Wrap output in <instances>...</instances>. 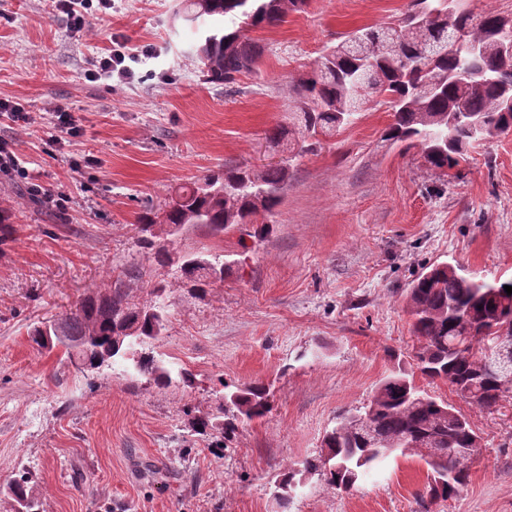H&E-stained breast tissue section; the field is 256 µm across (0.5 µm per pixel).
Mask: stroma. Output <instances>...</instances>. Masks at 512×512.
Returning <instances> with one entry per match:
<instances>
[{
    "mask_svg": "<svg viewBox=\"0 0 512 512\" xmlns=\"http://www.w3.org/2000/svg\"><path fill=\"white\" fill-rule=\"evenodd\" d=\"M412 0H308L305 11L252 36L258 72L237 90L207 83L192 48L197 26L181 0H112L92 30L75 31L51 0H0V98L34 118L0 116V138L49 190L60 213L33 206L0 174V487L27 473L41 512H512V414L471 405L448 383L417 385L464 414L482 447L464 487L430 499L428 467L389 460L350 490L306 476L282 503L280 475L318 455L337 417L363 409L397 368L414 372L417 339L406 294L432 263L457 260L476 278L512 277V133L474 145L441 174L418 149L384 140L387 105L301 153L276 223L209 236L188 225L170 251H222L238 263L199 296L140 245L136 216L207 172L268 164V129L293 124L292 80L326 46L363 27L397 22ZM124 40L138 52L133 82H87L85 72ZM151 46L152 54L140 49ZM63 106L82 134L50 145L46 114ZM92 155L93 168L72 160ZM139 268L140 277L127 274ZM164 282L166 327L149 347L196 377L160 389L122 367L78 372L61 349L32 347L31 324L57 318L96 289L122 285L150 303ZM269 385L267 417L239 424L213 451L190 414L215 412L226 387Z\"/></svg>",
    "mask_w": 512,
    "mask_h": 512,
    "instance_id": "obj_1",
    "label": "stroma"
}]
</instances>
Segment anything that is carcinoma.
<instances>
[{
  "mask_svg": "<svg viewBox=\"0 0 512 512\" xmlns=\"http://www.w3.org/2000/svg\"><path fill=\"white\" fill-rule=\"evenodd\" d=\"M307 0H185L183 14L191 23L210 21L194 46L206 82L229 87L244 73L259 70L264 47L249 36L254 29L280 25L290 11H301ZM231 25H226L225 20ZM512 31V19L488 12L479 18L449 0H416L415 9L398 26L365 27L326 49L312 70L290 86L296 103L294 129L306 139L318 131L328 135L351 123L365 107L382 101L392 111L384 137L421 149L433 170H452L466 160L477 138L490 139L512 131V55L499 54L494 39ZM484 48L478 64L468 66L465 52L452 47L449 34ZM480 125L476 133L472 121ZM290 180L287 166L262 170L226 166L198 181L175 188L164 207L145 209L137 217L148 250L159 266L177 265L181 277L203 292L212 285L208 270H228L221 256L187 254L172 257L157 226L178 229L199 224L221 236L239 224H254L251 237L273 229ZM512 279H475L450 262L432 264L413 281L408 309L420 346L415 358L422 375L448 382L458 396L488 411H499L508 395L496 394L498 378L489 364L487 329L512 322V295L504 286ZM162 294L149 305L129 301L123 288L86 294L75 309L58 319L65 335L84 341L83 363L97 367L128 364L159 388L179 380L192 384V374L177 373L155 356L139 350L164 329ZM232 419L193 417L194 432L224 447L236 430L235 421L261 419L271 412L269 389L254 384L228 393ZM373 431L387 445L376 447L360 434L348 414L326 433L324 453L308 459L303 469H288L279 483L288 499L304 473L318 474L337 488L350 489L367 472L380 468L391 455L408 451L431 469L429 494L447 499L469 477L468 462L479 436L452 405L418 390L406 373L396 371L378 385L370 404ZM17 503L15 512H40L39 499L28 478L8 483Z\"/></svg>",
  "mask_w": 512,
  "mask_h": 512,
  "instance_id": "1",
  "label": "carcinoma"
}]
</instances>
